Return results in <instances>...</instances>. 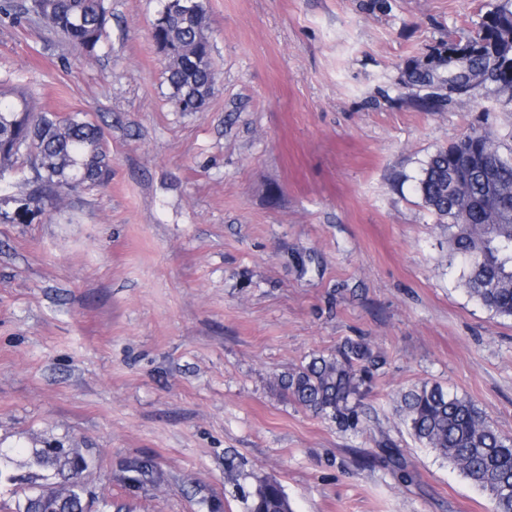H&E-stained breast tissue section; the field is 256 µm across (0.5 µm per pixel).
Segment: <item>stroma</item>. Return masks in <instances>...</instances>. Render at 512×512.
Listing matches in <instances>:
<instances>
[{"label": "stroma", "mask_w": 512, "mask_h": 512, "mask_svg": "<svg viewBox=\"0 0 512 512\" xmlns=\"http://www.w3.org/2000/svg\"><path fill=\"white\" fill-rule=\"evenodd\" d=\"M505 0H203L217 74L176 111L150 39L159 0H110L94 56L0 21V91L104 132L107 187L0 224V448L92 449L87 489L124 512H241L231 466L293 512H494L399 415L430 383L512 436V318L446 265L414 186L474 129L512 154V102L418 110L407 65ZM364 339L387 363L359 431L289 401L280 375ZM413 475L402 481L385 448ZM164 479L128 490L121 465ZM128 473L126 479L136 480L139 485L157 484L161 481L162 472L152 458L146 457L130 461L125 466Z\"/></svg>", "instance_id": "stroma-1"}]
</instances>
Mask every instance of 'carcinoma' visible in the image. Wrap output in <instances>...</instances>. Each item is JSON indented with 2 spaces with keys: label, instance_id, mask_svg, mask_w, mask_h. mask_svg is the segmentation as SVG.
<instances>
[{
  "label": "carcinoma",
  "instance_id": "carcinoma-1",
  "mask_svg": "<svg viewBox=\"0 0 512 512\" xmlns=\"http://www.w3.org/2000/svg\"><path fill=\"white\" fill-rule=\"evenodd\" d=\"M32 16L87 54H94L103 36L107 0H0V19L16 22ZM151 39L166 62L169 99L179 112H199L216 85L212 43L202 0H160L151 25ZM408 82L419 87L446 86L433 69L415 67ZM31 148L29 169L18 160L22 145ZM453 149L441 148L426 162L417 179L422 205L448 230V267L460 265L466 293L486 310L512 318V220L489 224L480 207L481 172L501 156L494 139L473 130ZM455 177L460 198L448 196V178ZM112 178L102 128L74 113L62 116L38 109L28 93L0 94V200L8 204L7 224H31L69 192L83 185H104ZM384 364V357L365 342L347 340L334 354L317 355L278 378L299 406L342 430H355L362 416V387ZM401 416L417 440L447 459L486 491L494 512H512V436L501 433L465 396L424 383L401 397ZM15 459L0 449V485H22L15 512H84V489L67 464L42 448L31 449L13 472ZM127 479L157 484L162 472L146 457L125 466ZM243 482V512H292L282 485L269 477L238 471Z\"/></svg>",
  "mask_w": 512,
  "mask_h": 512
}]
</instances>
